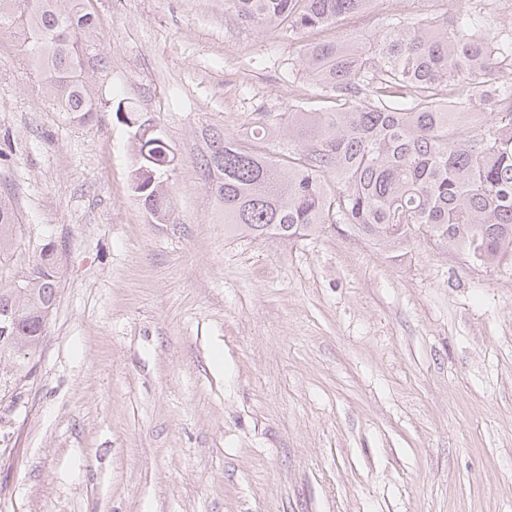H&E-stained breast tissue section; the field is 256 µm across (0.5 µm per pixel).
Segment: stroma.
Wrapping results in <instances>:
<instances>
[{"mask_svg": "<svg viewBox=\"0 0 512 512\" xmlns=\"http://www.w3.org/2000/svg\"><path fill=\"white\" fill-rule=\"evenodd\" d=\"M100 110L43 101L0 32V277L57 247L56 306L0 416V512H512V265L423 236L392 254L350 225L296 242L230 234L194 163L202 130L287 126L315 85L301 35L225 0H81ZM424 17L437 0H374ZM138 108L178 156L169 223L132 189L117 119ZM10 201L0 197V258L8 254L14 246V231L18 223Z\"/></svg>", "mask_w": 512, "mask_h": 512, "instance_id": "stroma-1", "label": "stroma"}]
</instances>
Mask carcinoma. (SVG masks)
Returning <instances> with one entry per match:
<instances>
[{
    "instance_id": "1",
    "label": "carcinoma",
    "mask_w": 512,
    "mask_h": 512,
    "mask_svg": "<svg viewBox=\"0 0 512 512\" xmlns=\"http://www.w3.org/2000/svg\"><path fill=\"white\" fill-rule=\"evenodd\" d=\"M420 19L395 10L364 40L351 24L372 0H225L231 16L301 34L297 63L319 107L288 113V152L266 156L217 128L196 157L201 176L235 236L299 240L327 224H349L392 253L422 235L469 262L512 261V23H483L478 3ZM22 26L42 69L45 96L81 122L98 111L85 58L98 36L79 0H0V29ZM481 105L483 111L470 108ZM115 114L132 129L140 166L133 188L158 224L173 199L161 180L173 147L128 105ZM17 217L0 199V258L14 246ZM55 245L28 266L23 291L0 282V404L14 406L29 376L20 357L41 343L56 305Z\"/></svg>"
}]
</instances>
